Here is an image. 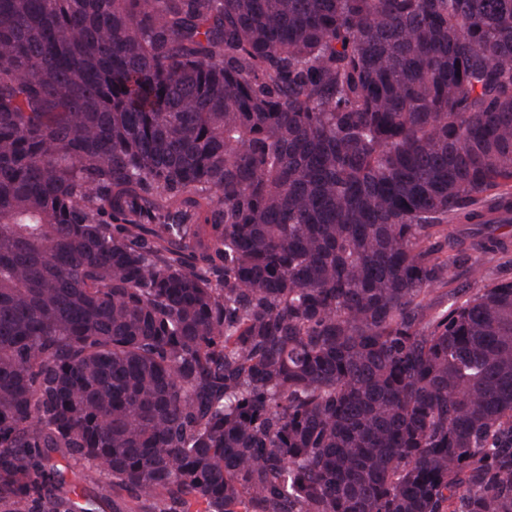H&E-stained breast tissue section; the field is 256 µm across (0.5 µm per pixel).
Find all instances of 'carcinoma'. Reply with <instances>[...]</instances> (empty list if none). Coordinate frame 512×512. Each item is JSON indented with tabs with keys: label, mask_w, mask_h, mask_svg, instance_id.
Listing matches in <instances>:
<instances>
[{
	"label": "carcinoma",
	"mask_w": 512,
	"mask_h": 512,
	"mask_svg": "<svg viewBox=\"0 0 512 512\" xmlns=\"http://www.w3.org/2000/svg\"><path fill=\"white\" fill-rule=\"evenodd\" d=\"M512 0H0V512H512ZM453 279L446 286L439 288L431 294L434 302H438L448 292V306L451 303L450 293L458 292L459 295H469L476 292L485 285L496 282L500 279L512 278V244L508 254L498 255L496 257L486 258L483 265V276L479 278L472 274L467 265L457 264L452 270ZM74 471L82 478V484L87 491L97 496L101 507L99 512H112V499L118 501L121 507L126 505L128 509H131V512L157 511L159 504L152 498L132 499L125 497L126 501L114 498L112 496V488L109 486L107 479L99 476L86 465L78 464L74 467Z\"/></svg>",
	"instance_id": "1"
}]
</instances>
